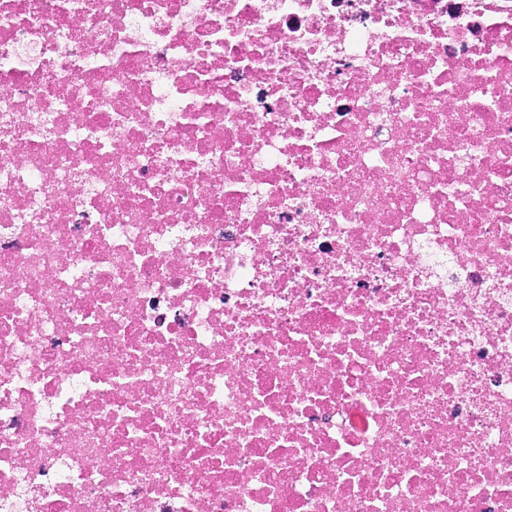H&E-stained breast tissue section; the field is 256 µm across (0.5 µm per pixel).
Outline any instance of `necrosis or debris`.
<instances>
[{"mask_svg": "<svg viewBox=\"0 0 512 512\" xmlns=\"http://www.w3.org/2000/svg\"><path fill=\"white\" fill-rule=\"evenodd\" d=\"M0 512H512V0H0Z\"/></svg>", "mask_w": 512, "mask_h": 512, "instance_id": "obj_1", "label": "necrosis or debris"}]
</instances>
